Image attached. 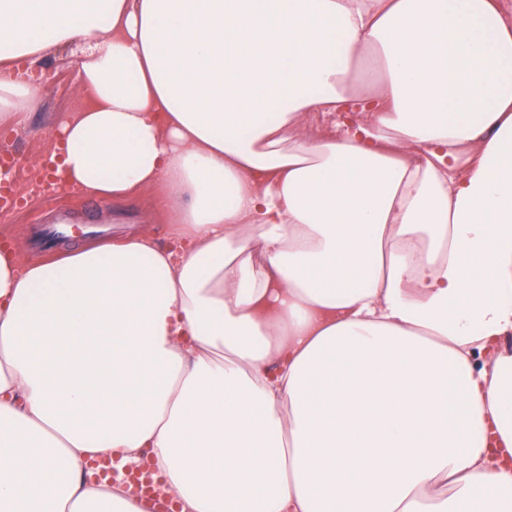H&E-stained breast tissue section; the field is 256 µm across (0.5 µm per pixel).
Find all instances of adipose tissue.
Masks as SVG:
<instances>
[{"instance_id":"adipose-tissue-1","label":"adipose tissue","mask_w":512,"mask_h":512,"mask_svg":"<svg viewBox=\"0 0 512 512\" xmlns=\"http://www.w3.org/2000/svg\"><path fill=\"white\" fill-rule=\"evenodd\" d=\"M70 44L49 187L168 242L0 249V512H512V0H0L1 125Z\"/></svg>"}]
</instances>
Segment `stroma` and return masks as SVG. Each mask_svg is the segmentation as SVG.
Masks as SVG:
<instances>
[{
	"instance_id": "35a3bbf8",
	"label": "stroma",
	"mask_w": 512,
	"mask_h": 512,
	"mask_svg": "<svg viewBox=\"0 0 512 512\" xmlns=\"http://www.w3.org/2000/svg\"><path fill=\"white\" fill-rule=\"evenodd\" d=\"M75 57L71 49L48 50L42 63V103L31 111L23 128L14 131L0 127V144H11L25 156L28 165H38L54 144L56 117L74 110L86 100L79 87ZM17 193L24 196V206L7 213L0 211V239L9 240L26 260L51 261L56 253L91 245L87 231L97 224L110 228L115 239L134 231L150 233L161 241L166 238L165 203L162 194L154 190L143 191L123 202L84 198L66 191L30 197L22 186ZM61 217L71 220L74 234L61 241L55 252L33 249L31 239L36 226Z\"/></svg>"
}]
</instances>
